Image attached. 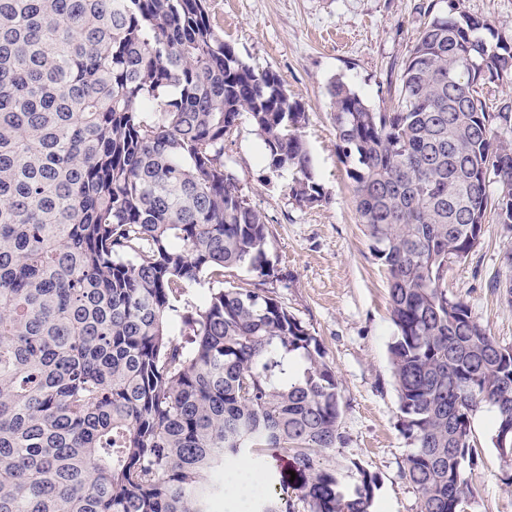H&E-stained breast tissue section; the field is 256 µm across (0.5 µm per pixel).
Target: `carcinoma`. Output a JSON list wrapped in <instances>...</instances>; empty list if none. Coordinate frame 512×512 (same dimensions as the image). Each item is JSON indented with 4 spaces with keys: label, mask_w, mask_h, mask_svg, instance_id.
<instances>
[{
    "label": "carcinoma",
    "mask_w": 512,
    "mask_h": 512,
    "mask_svg": "<svg viewBox=\"0 0 512 512\" xmlns=\"http://www.w3.org/2000/svg\"><path fill=\"white\" fill-rule=\"evenodd\" d=\"M488 30L454 6L432 16L389 112L328 89L388 272L420 512H462L483 405L512 468V345L445 284L488 219L512 224V101L483 97L512 46ZM244 112L269 170L294 171L293 200H325L304 108L224 41L207 0H0V512H211L224 461L266 449L289 456L297 495L256 512H372L376 476L356 464L348 490L324 463L345 435L322 344L281 302L222 287L226 269L275 275L266 217L224 166Z\"/></svg>",
    "instance_id": "cac0c4a2"
}]
</instances>
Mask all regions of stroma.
Returning a JSON list of instances; mask_svg holds the SVG:
<instances>
[{
  "label": "stroma",
  "mask_w": 512,
  "mask_h": 512,
  "mask_svg": "<svg viewBox=\"0 0 512 512\" xmlns=\"http://www.w3.org/2000/svg\"><path fill=\"white\" fill-rule=\"evenodd\" d=\"M487 20L496 38L512 44V0H208L214 25L241 59L256 70H273L305 108L300 135L326 194L314 207L288 194L291 173L273 174L249 115H241L224 143V164L268 223L270 258L277 274L260 277L228 270V288L259 289L285 304L323 343L342 386L345 444L325 460L345 485L358 469L376 476L374 512H419L413 489L401 477L410 445L401 431L398 394L389 359L395 327L385 272L356 213L348 162L338 149L328 87L348 83L376 110L397 98V74L426 20L449 5ZM512 225L488 220L480 245L448 266V293L468 304L487 334L512 343ZM496 413L472 416V437L481 453L468 472L473 491L466 512H512V488L503 482V461L493 445Z\"/></svg>",
  "instance_id": "1"
}]
</instances>
